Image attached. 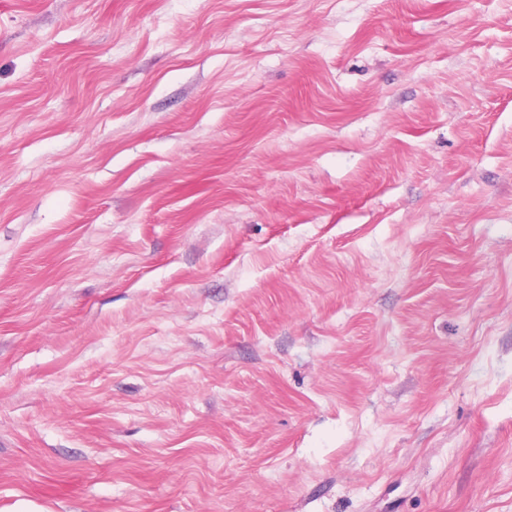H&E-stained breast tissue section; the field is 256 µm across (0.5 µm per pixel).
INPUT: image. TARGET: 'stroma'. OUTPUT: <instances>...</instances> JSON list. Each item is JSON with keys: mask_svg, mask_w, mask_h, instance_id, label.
<instances>
[{"mask_svg": "<svg viewBox=\"0 0 512 512\" xmlns=\"http://www.w3.org/2000/svg\"><path fill=\"white\" fill-rule=\"evenodd\" d=\"M0 512H512V0H0Z\"/></svg>", "mask_w": 512, "mask_h": 512, "instance_id": "1", "label": "stroma"}]
</instances>
